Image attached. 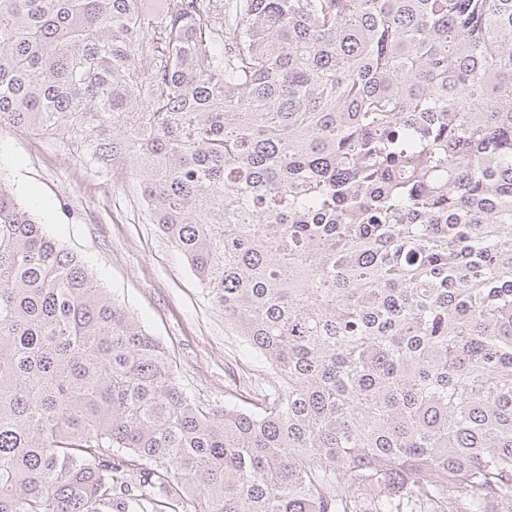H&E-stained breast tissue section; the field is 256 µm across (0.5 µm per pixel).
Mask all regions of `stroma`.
<instances>
[{
	"instance_id": "35a3bbf8",
	"label": "stroma",
	"mask_w": 512,
	"mask_h": 512,
	"mask_svg": "<svg viewBox=\"0 0 512 512\" xmlns=\"http://www.w3.org/2000/svg\"><path fill=\"white\" fill-rule=\"evenodd\" d=\"M0 179L76 253L104 290L166 349L183 389L210 408L251 409L280 378L252 363L244 337L152 224L138 179H115L74 136L0 129Z\"/></svg>"
}]
</instances>
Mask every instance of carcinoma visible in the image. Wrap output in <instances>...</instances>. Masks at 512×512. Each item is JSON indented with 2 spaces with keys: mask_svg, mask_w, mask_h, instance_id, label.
Listing matches in <instances>:
<instances>
[{
  "mask_svg": "<svg viewBox=\"0 0 512 512\" xmlns=\"http://www.w3.org/2000/svg\"><path fill=\"white\" fill-rule=\"evenodd\" d=\"M130 163L283 380L218 412L0 183V512H512V0H0V129Z\"/></svg>",
  "mask_w": 512,
  "mask_h": 512,
  "instance_id": "carcinoma-1",
  "label": "carcinoma"
}]
</instances>
